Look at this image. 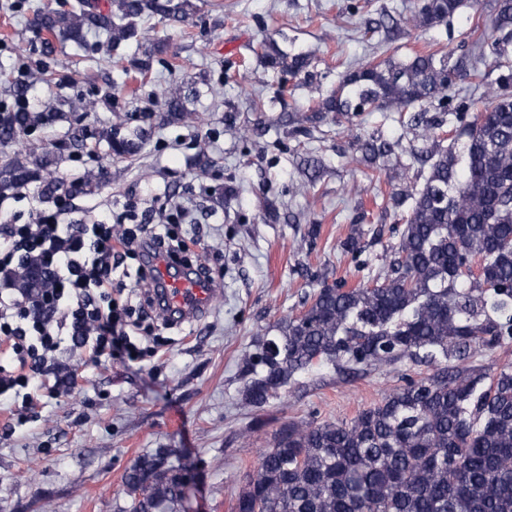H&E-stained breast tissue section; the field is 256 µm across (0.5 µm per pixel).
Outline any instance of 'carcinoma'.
<instances>
[{"instance_id":"carcinoma-1","label":"carcinoma","mask_w":512,"mask_h":512,"mask_svg":"<svg viewBox=\"0 0 512 512\" xmlns=\"http://www.w3.org/2000/svg\"><path fill=\"white\" fill-rule=\"evenodd\" d=\"M465 0H425L406 23L426 28L451 18ZM191 0H111L105 11L79 0L67 12L36 15L33 25L60 42L90 50L141 44L145 17L183 21ZM512 0H496L478 30L477 57L500 74L483 81V108L450 89L476 66L453 51L419 52L405 60L366 62L344 75L319 112H399L447 101L459 129L446 149L431 152L424 182L411 200L383 270L370 282L322 281L302 310L259 336L243 359L244 404L261 408L279 391L322 367L435 366L378 404L339 422H290L265 449L233 499L231 512H512V363L484 369L456 365L472 353L512 343ZM267 65L310 76V58L276 42L263 46ZM185 91L171 89L166 111L188 118ZM59 117L19 110L0 118V141ZM409 125L428 141L434 126L415 113ZM142 133L114 126L100 132L114 154L136 149ZM397 143L379 135L357 140L371 160L390 159ZM33 178L18 160L0 169V197ZM126 512H181L183 475L146 456L124 474Z\"/></svg>"}]
</instances>
